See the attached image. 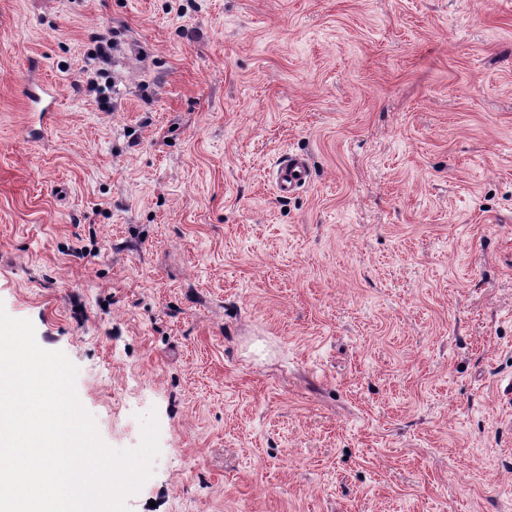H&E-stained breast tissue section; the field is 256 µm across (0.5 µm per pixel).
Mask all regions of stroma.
Segmentation results:
<instances>
[{"label":"stroma","mask_w":512,"mask_h":512,"mask_svg":"<svg viewBox=\"0 0 512 512\" xmlns=\"http://www.w3.org/2000/svg\"><path fill=\"white\" fill-rule=\"evenodd\" d=\"M0 306L129 512H512V0H0ZM277 165V188L282 196H288L307 183L310 169L304 157L290 154Z\"/></svg>","instance_id":"obj_1"}]
</instances>
